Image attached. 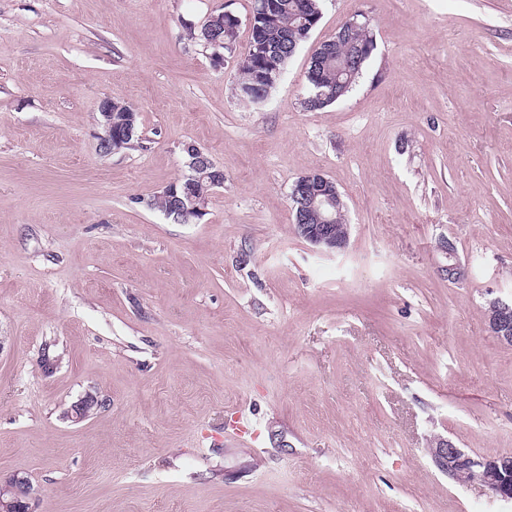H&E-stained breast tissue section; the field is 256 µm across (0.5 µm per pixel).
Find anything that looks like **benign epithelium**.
Here are the masks:
<instances>
[{
    "label": "benign epithelium",
    "instance_id": "obj_1",
    "mask_svg": "<svg viewBox=\"0 0 512 512\" xmlns=\"http://www.w3.org/2000/svg\"><path fill=\"white\" fill-rule=\"evenodd\" d=\"M368 29V21L358 17L346 21L343 27L333 34L338 41L351 40L358 33ZM102 134L98 135L99 149L107 154L120 151L132 136L134 114L121 125L112 121V101L104 99L100 105ZM186 166L190 171L189 181L183 187L173 184L167 193L174 199L172 210L182 224H189L202 216L207 199L194 193V182L204 178L213 186L221 187L224 179L221 172H212L213 162L198 147L189 144ZM292 208L296 209L295 227L299 237L320 250L332 253L342 251L349 239L350 225L337 229L333 212H341L345 207L342 194L324 174L308 173L300 176L293 184L289 194ZM488 327L497 339L512 344V300L493 301L487 313ZM102 405L91 394L74 403L67 411V417L82 421L91 416ZM430 454L440 471L452 480L466 476L469 482L486 487L503 501L512 500V455H501L492 459L473 456L456 447L451 441L434 439L429 448ZM0 512H30L32 487L25 477L15 476L0 485Z\"/></svg>",
    "mask_w": 512,
    "mask_h": 512
}]
</instances>
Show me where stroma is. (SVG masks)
Masks as SVG:
<instances>
[{
	"mask_svg": "<svg viewBox=\"0 0 512 512\" xmlns=\"http://www.w3.org/2000/svg\"><path fill=\"white\" fill-rule=\"evenodd\" d=\"M251 10L0 0V480L28 477L34 512H512L428 451L512 454V345L487 325L512 297V0H322L258 104L235 94ZM221 11L216 67L184 26ZM356 14L371 57L304 110ZM107 97L135 148L100 152ZM188 144L224 185L177 224L152 202ZM310 172L342 193V252L295 230ZM365 30H369L368 21L366 19L361 21L358 19V15H356L346 21L341 30H337L336 33L333 34L331 40L336 38V42L349 41L357 36L358 33ZM331 40L318 47L316 53L319 55V58L317 55H314V52L310 58L311 66L309 65L307 73L311 68L310 72H314L317 68L318 69L315 80H310L306 73V81L312 89L311 94L315 96L319 93L316 97L321 98L311 102L308 107L304 106L308 111H317L336 102V88H338L339 91L345 89V92L339 98L346 95L359 77L364 64L370 58L362 61L359 68H355L353 65L348 67L350 57L354 52V47L349 46L346 42L336 44L335 41ZM364 40L366 39L357 36L356 42L360 45ZM319 61L320 64H318ZM339 82H342V84L340 85Z\"/></svg>",
	"mask_w": 512,
	"mask_h": 512,
	"instance_id": "1",
	"label": "stroma"
}]
</instances>
